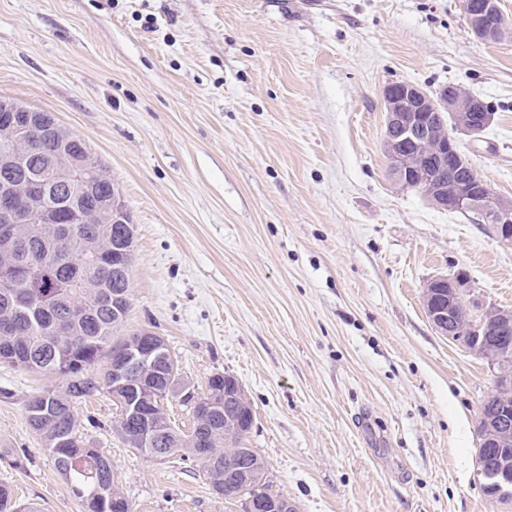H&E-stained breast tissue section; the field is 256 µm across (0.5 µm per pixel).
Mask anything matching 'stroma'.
I'll list each match as a JSON object with an SVG mask.
<instances>
[{"label": "stroma", "instance_id": "stroma-1", "mask_svg": "<svg viewBox=\"0 0 512 512\" xmlns=\"http://www.w3.org/2000/svg\"><path fill=\"white\" fill-rule=\"evenodd\" d=\"M397 81L492 107L459 145L512 198V37L478 40L461 0H0V97L82 137L135 227L126 332L163 336L197 390L238 380L272 491L295 512H512L478 475L495 368L423 304L461 273L470 317L512 311V250L393 178ZM58 383L0 364V484L83 512L26 419ZM76 409L133 512H240L197 460L128 448L110 396Z\"/></svg>", "mask_w": 512, "mask_h": 512}]
</instances>
